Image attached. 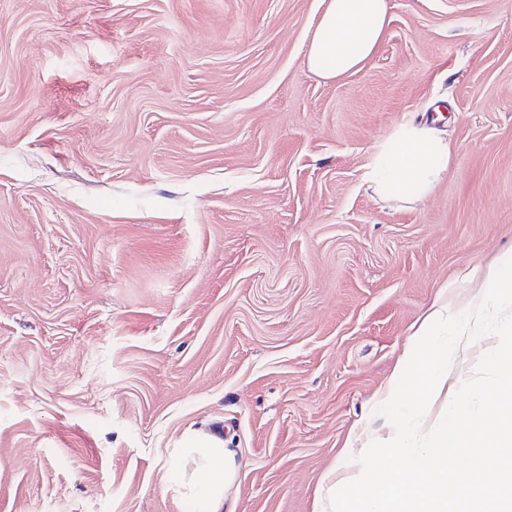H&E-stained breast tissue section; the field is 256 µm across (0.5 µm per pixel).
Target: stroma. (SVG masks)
Wrapping results in <instances>:
<instances>
[{
  "label": "stroma",
  "mask_w": 512,
  "mask_h": 512,
  "mask_svg": "<svg viewBox=\"0 0 512 512\" xmlns=\"http://www.w3.org/2000/svg\"><path fill=\"white\" fill-rule=\"evenodd\" d=\"M328 0H0V512H313L381 428L438 295L512 258V0H388L372 59L306 65ZM424 200L370 187L407 121ZM450 158L448 141L425 125L408 122L374 152L371 185L385 199L419 201L447 172ZM186 448H192L190 469L180 467L183 481L199 485L205 495L198 494L196 508L199 512H224L228 490L235 482L237 468L235 451L226 448L220 429L203 426L190 430Z\"/></svg>",
  "instance_id": "stroma-1"
}]
</instances>
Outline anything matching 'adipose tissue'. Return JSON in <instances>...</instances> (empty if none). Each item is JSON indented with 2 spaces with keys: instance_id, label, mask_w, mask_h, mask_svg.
I'll return each instance as SVG.
<instances>
[{
  "instance_id": "ef3b65f1",
  "label": "adipose tissue",
  "mask_w": 512,
  "mask_h": 512,
  "mask_svg": "<svg viewBox=\"0 0 512 512\" xmlns=\"http://www.w3.org/2000/svg\"><path fill=\"white\" fill-rule=\"evenodd\" d=\"M391 21L387 0H329L311 35L306 64L320 78L333 80L364 68ZM448 142L429 127L402 125L374 152L369 177L383 198L418 201L426 198L447 172ZM191 467L182 479L202 488L205 512H224L228 490L235 482V452L220 430H190Z\"/></svg>"
}]
</instances>
